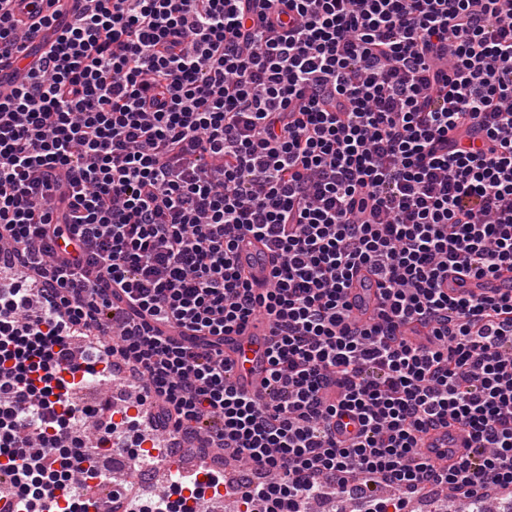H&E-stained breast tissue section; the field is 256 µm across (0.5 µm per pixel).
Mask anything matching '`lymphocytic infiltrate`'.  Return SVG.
Instances as JSON below:
<instances>
[{"mask_svg":"<svg viewBox=\"0 0 512 512\" xmlns=\"http://www.w3.org/2000/svg\"><path fill=\"white\" fill-rule=\"evenodd\" d=\"M44 46L0 0V457L17 512H86L99 455L145 428L55 405L64 371L127 368L159 427L254 474L246 503L304 512L350 478L403 497L512 489V295L447 281L512 271V0H83ZM483 132L465 140L466 127ZM277 258L251 288L238 242ZM366 270L376 316L352 314ZM264 318V393L226 336ZM422 323L429 345L405 340ZM356 433L336 437L338 416ZM458 424L468 454L419 448ZM203 503L195 475L128 512Z\"/></svg>","mask_w":512,"mask_h":512,"instance_id":"lymphocytic-infiltrate-1","label":"lymphocytic infiltrate"}]
</instances>
